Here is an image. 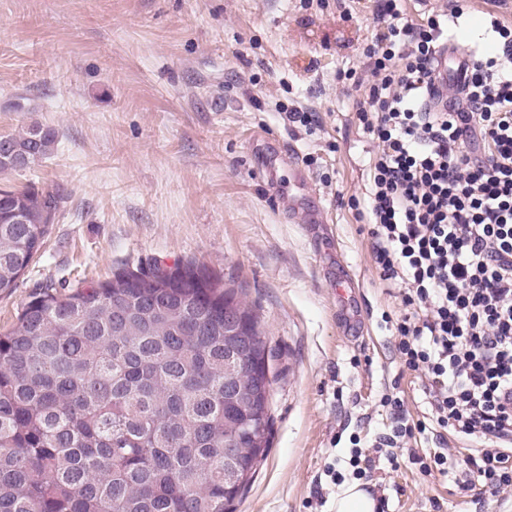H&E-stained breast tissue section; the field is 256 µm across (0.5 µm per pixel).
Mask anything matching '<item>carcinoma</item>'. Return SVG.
I'll return each instance as SVG.
<instances>
[{"label":"carcinoma","mask_w":512,"mask_h":512,"mask_svg":"<svg viewBox=\"0 0 512 512\" xmlns=\"http://www.w3.org/2000/svg\"><path fill=\"white\" fill-rule=\"evenodd\" d=\"M54 143L38 123L1 134L0 168L31 169ZM63 204L56 189H0V291ZM238 328L252 357L231 381ZM274 358L244 289L193 261L43 289L0 333V512H228L269 447L250 372Z\"/></svg>","instance_id":"1"}]
</instances>
